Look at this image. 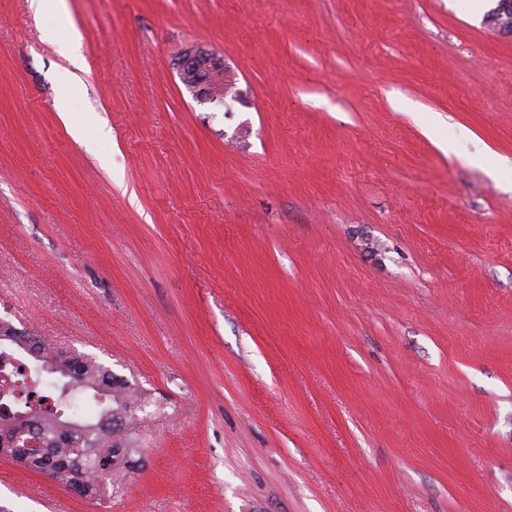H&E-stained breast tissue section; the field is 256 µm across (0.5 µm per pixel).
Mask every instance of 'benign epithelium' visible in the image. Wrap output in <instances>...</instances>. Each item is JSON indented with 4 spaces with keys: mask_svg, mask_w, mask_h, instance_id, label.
Masks as SVG:
<instances>
[{
    "mask_svg": "<svg viewBox=\"0 0 512 512\" xmlns=\"http://www.w3.org/2000/svg\"><path fill=\"white\" fill-rule=\"evenodd\" d=\"M486 21L498 30L512 34V0H497ZM175 65L182 84L200 101L222 102L233 92L234 80L224 62L204 47L186 48Z\"/></svg>",
    "mask_w": 512,
    "mask_h": 512,
    "instance_id": "benign-epithelium-1",
    "label": "benign epithelium"
}]
</instances>
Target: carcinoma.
I'll return each instance as SVG.
<instances>
[{
  "label": "carcinoma",
  "mask_w": 512,
  "mask_h": 512,
  "mask_svg": "<svg viewBox=\"0 0 512 512\" xmlns=\"http://www.w3.org/2000/svg\"><path fill=\"white\" fill-rule=\"evenodd\" d=\"M12 345L35 355L39 368L17 364L0 345V366L12 367L15 404L0 400V438L10 445L3 454L65 483L94 504L124 488L140 454L135 425L146 400L126 379L92 355L72 350L63 368L59 348L45 340ZM42 453L30 456L29 441Z\"/></svg>",
  "instance_id": "cac0c4a2"
}]
</instances>
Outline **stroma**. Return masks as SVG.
<instances>
[{
    "label": "stroma",
    "instance_id": "obj_1",
    "mask_svg": "<svg viewBox=\"0 0 512 512\" xmlns=\"http://www.w3.org/2000/svg\"><path fill=\"white\" fill-rule=\"evenodd\" d=\"M499 156L512 35L452 0H0V321L149 395L108 512H512ZM0 512L92 504L0 456ZM182 84L199 101L224 102L234 89V80L224 62L210 50L190 46L175 62Z\"/></svg>",
    "mask_w": 512,
    "mask_h": 512
}]
</instances>
